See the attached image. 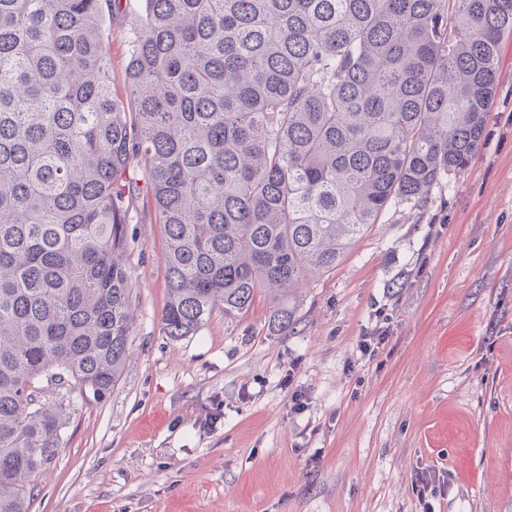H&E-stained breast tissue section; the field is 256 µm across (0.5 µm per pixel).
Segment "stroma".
<instances>
[{
    "label": "stroma",
    "mask_w": 512,
    "mask_h": 512,
    "mask_svg": "<svg viewBox=\"0 0 512 512\" xmlns=\"http://www.w3.org/2000/svg\"><path fill=\"white\" fill-rule=\"evenodd\" d=\"M136 22L102 23L123 98ZM131 216L130 357L102 399L53 391L67 424L31 478V512H422L412 482L425 472L435 512H512V31L470 167L297 289L287 331L259 298L166 336L148 193ZM382 326L389 341L362 356L358 337Z\"/></svg>",
    "instance_id": "obj_1"
}]
</instances>
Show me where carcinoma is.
Masks as SVG:
<instances>
[{
  "mask_svg": "<svg viewBox=\"0 0 512 512\" xmlns=\"http://www.w3.org/2000/svg\"><path fill=\"white\" fill-rule=\"evenodd\" d=\"M0 0V512L62 446L38 382L101 398L130 353L138 162L166 239L163 329L192 336L336 269L391 207L469 167L512 0ZM134 12L110 14L102 23V40L110 61L112 91L125 100L129 99L126 85V68L130 59L128 33L137 22Z\"/></svg>",
  "mask_w": 512,
  "mask_h": 512,
  "instance_id": "cac0c4a2",
  "label": "carcinoma"
}]
</instances>
